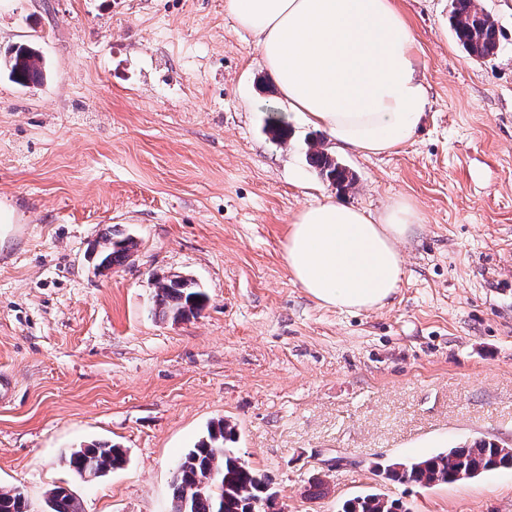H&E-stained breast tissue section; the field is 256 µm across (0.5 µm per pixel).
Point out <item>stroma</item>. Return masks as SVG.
Masks as SVG:
<instances>
[{
  "mask_svg": "<svg viewBox=\"0 0 512 512\" xmlns=\"http://www.w3.org/2000/svg\"><path fill=\"white\" fill-rule=\"evenodd\" d=\"M225 0H0V56L37 44L42 84L0 75V487L29 512L67 486L84 512H169L174 467L208 425L266 474L282 512H340L374 489L405 512H512V470L423 488L375 463L487 437L512 445V0L477 60L450 0H397L429 84L397 153L362 156L290 114ZM291 135L272 139L269 113ZM355 176L306 161L310 143ZM423 216L383 308L325 306L288 272L291 217L340 201ZM126 266L91 258L109 229ZM209 297L189 321L153 311L156 277ZM94 441L127 463L86 482L66 456ZM327 491L310 493L312 476ZM104 247L100 252L101 263L98 269L106 272L113 267L128 263L132 254L138 250L139 243L132 235H125L118 230L108 231L103 237ZM111 268H108L107 265Z\"/></svg>",
  "mask_w": 512,
  "mask_h": 512,
  "instance_id": "35a3bbf8",
  "label": "stroma"
}]
</instances>
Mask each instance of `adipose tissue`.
Listing matches in <instances>:
<instances>
[{
	"instance_id": "obj_1",
	"label": "adipose tissue",
	"mask_w": 512,
	"mask_h": 512,
	"mask_svg": "<svg viewBox=\"0 0 512 512\" xmlns=\"http://www.w3.org/2000/svg\"><path fill=\"white\" fill-rule=\"evenodd\" d=\"M254 38L289 106L345 149L398 151L418 132L428 97L424 66L395 0H226ZM408 200L372 216L340 202L290 220L285 260L294 282L341 311H372L403 277L398 248L421 223Z\"/></svg>"
}]
</instances>
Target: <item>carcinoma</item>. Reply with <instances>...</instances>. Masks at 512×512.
Returning <instances> with one entry per match:
<instances>
[{
  "mask_svg": "<svg viewBox=\"0 0 512 512\" xmlns=\"http://www.w3.org/2000/svg\"><path fill=\"white\" fill-rule=\"evenodd\" d=\"M450 19L457 39L470 56L485 59L497 53L495 20L478 9L475 0H451ZM3 66L11 81L23 87L39 84L45 78V59L31 45L12 49ZM267 131L280 141L289 135L288 124L275 116L268 118ZM308 159L320 176L336 184L353 181L345 166L314 143ZM103 241L101 262L111 268L127 264L139 246L134 236L118 230L107 232ZM207 303V294L196 283L184 287L167 280L155 285L153 310L163 318H196ZM236 439L235 426L221 419L211 424L206 435L180 458L173 472L171 512H275L277 492L269 477L230 447ZM67 462L81 479L91 471L99 479L122 468L126 453L116 445L97 442L71 452ZM378 469L388 481L430 488L512 469V448L481 438L423 458L380 463ZM46 502L48 512H84L74 491L66 487L50 489ZM0 512H29L25 496L17 490L0 488ZM342 512H402V506L397 500L370 492L347 500Z\"/></svg>",
  "mask_w": 512,
  "mask_h": 512,
  "instance_id": "cac0c4a2",
  "label": "carcinoma"
}]
</instances>
